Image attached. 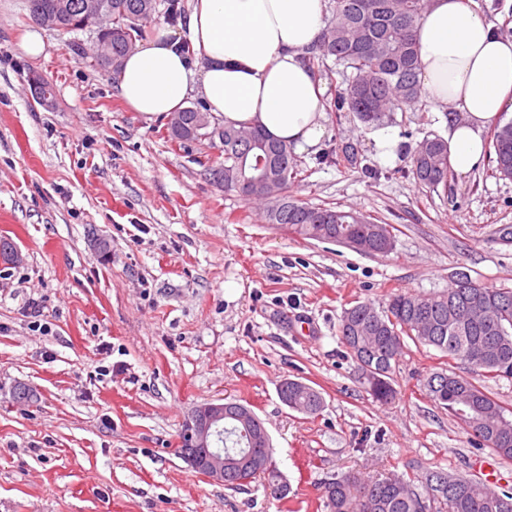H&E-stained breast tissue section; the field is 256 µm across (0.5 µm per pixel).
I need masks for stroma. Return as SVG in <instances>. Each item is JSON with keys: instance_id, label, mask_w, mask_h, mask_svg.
<instances>
[{"instance_id": "stroma-1", "label": "stroma", "mask_w": 512, "mask_h": 512, "mask_svg": "<svg viewBox=\"0 0 512 512\" xmlns=\"http://www.w3.org/2000/svg\"><path fill=\"white\" fill-rule=\"evenodd\" d=\"M31 23L28 0H0V238L23 256L0 263V512H324L320 483L352 468L512 489V460L473 447L429 396L438 351L406 342L398 396L381 404L338 336L350 302L438 293L457 272L512 289V244L497 236L512 180L490 177L494 152L432 191L410 152L447 136L442 108L423 98L379 127L325 109L318 144L295 153L294 198L381 219L395 244L383 256L300 240L213 182L222 142L176 144L166 117L123 103L84 58L96 32L46 30L32 59ZM387 136L398 148L384 161ZM287 378L322 393L319 416L281 401ZM20 382L35 401L13 399ZM210 400L255 411L286 499L207 481L178 456L185 417Z\"/></svg>"}]
</instances>
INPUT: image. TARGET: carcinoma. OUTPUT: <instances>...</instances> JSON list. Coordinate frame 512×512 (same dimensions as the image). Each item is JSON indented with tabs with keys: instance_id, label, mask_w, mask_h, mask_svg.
I'll return each mask as SVG.
<instances>
[{
	"instance_id": "obj_1",
	"label": "carcinoma",
	"mask_w": 512,
	"mask_h": 512,
	"mask_svg": "<svg viewBox=\"0 0 512 512\" xmlns=\"http://www.w3.org/2000/svg\"><path fill=\"white\" fill-rule=\"evenodd\" d=\"M86 0H29L30 14L56 16L66 32L97 26V40L111 58H93L91 66L118 75L129 44L141 36L137 20L156 12L157 0H97L98 19L84 11ZM432 0H336L335 17L318 44L303 60L310 71L329 57L351 71L349 86L336 94L334 108L353 112L364 123L379 124L396 110L413 105L422 93L416 28ZM199 109L181 110L180 133L167 130L170 141H197ZM496 154L491 175L512 179V122L490 132ZM266 159L263 183L245 193L257 176L255 157ZM224 190L245 201L266 205L264 220L301 239L336 242L365 254L393 250V226L375 218L322 205L301 204L291 195L298 174L293 148L267 135L252 122H224ZM412 173L429 189L448 186L453 168L448 142L437 136L422 140L412 154ZM339 335L344 348L384 362L365 373V390L387 403L396 396L392 363L404 339L429 346L449 365L468 366V374L453 369L427 379L432 400L456 418L471 442L512 459V417L486 394L483 378L512 379V289L489 288L463 272L452 277L444 292L417 295L396 292L381 307L357 301L344 309ZM289 409L315 416L324 407L322 393L310 384L288 380L279 389ZM252 435L234 420L224 424V480L239 489V479L252 477L273 484L278 471L272 451L251 447ZM325 512H512V492L499 490L477 477L424 469L407 478L395 471L366 475L349 470L320 483Z\"/></svg>"
}]
</instances>
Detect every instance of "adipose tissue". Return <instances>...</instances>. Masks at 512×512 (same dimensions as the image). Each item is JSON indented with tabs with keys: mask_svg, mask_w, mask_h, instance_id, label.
Wrapping results in <instances>:
<instances>
[{
	"mask_svg": "<svg viewBox=\"0 0 512 512\" xmlns=\"http://www.w3.org/2000/svg\"><path fill=\"white\" fill-rule=\"evenodd\" d=\"M179 29L159 27L125 58L121 99L136 112L168 116L200 92L210 111L253 121L303 149L317 144L321 87L303 64L325 29L327 0H188ZM422 93L463 114L448 125V152L468 172L485 154L484 128L512 103V39L464 0H434L417 29Z\"/></svg>",
	"mask_w": 512,
	"mask_h": 512,
	"instance_id": "ef3b65f1",
	"label": "adipose tissue"
}]
</instances>
